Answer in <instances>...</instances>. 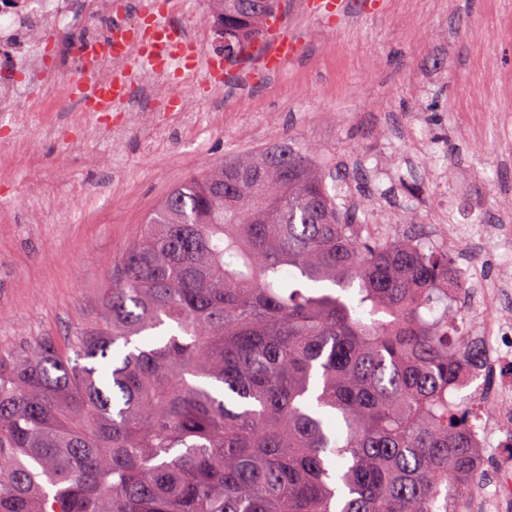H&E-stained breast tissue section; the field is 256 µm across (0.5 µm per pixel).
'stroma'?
I'll use <instances>...</instances> for the list:
<instances>
[{"instance_id": "obj_1", "label": "stroma", "mask_w": 512, "mask_h": 512, "mask_svg": "<svg viewBox=\"0 0 512 512\" xmlns=\"http://www.w3.org/2000/svg\"><path fill=\"white\" fill-rule=\"evenodd\" d=\"M279 14L301 44L286 71L222 58L210 39L223 73L243 77L234 95L213 97L202 69L131 126L76 99L49 125L38 108L20 126L0 114V348L67 346L173 189L286 140L322 151L371 235L468 224L448 247L458 271L476 243L477 274L512 281V0H343L330 20L281 0Z\"/></svg>"}]
</instances>
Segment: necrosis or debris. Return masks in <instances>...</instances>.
I'll list each match as a JSON object with an SVG mask.
<instances>
[{"instance_id":"1","label":"necrosis or debris","mask_w":512,"mask_h":512,"mask_svg":"<svg viewBox=\"0 0 512 512\" xmlns=\"http://www.w3.org/2000/svg\"><path fill=\"white\" fill-rule=\"evenodd\" d=\"M96 17L111 15L112 0H0V57L16 61L27 79L45 90L44 107L59 111L70 100L57 92L60 71L68 65L93 69L107 83L124 75L126 58L113 52L111 38L93 33L75 40L68 49H54L52 60L42 50L51 31L67 25L74 5ZM480 353V371L494 376L491 390L472 392L470 429L482 447H489L501 426L512 422V319L490 317L479 329L463 324ZM466 512H512V460L498 457L482 494L464 505Z\"/></svg>"}]
</instances>
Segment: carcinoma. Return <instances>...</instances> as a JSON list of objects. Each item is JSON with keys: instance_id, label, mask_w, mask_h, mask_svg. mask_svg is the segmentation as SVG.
Here are the masks:
<instances>
[{"instance_id": "carcinoma-1", "label": "carcinoma", "mask_w": 512, "mask_h": 512, "mask_svg": "<svg viewBox=\"0 0 512 512\" xmlns=\"http://www.w3.org/2000/svg\"><path fill=\"white\" fill-rule=\"evenodd\" d=\"M224 41L278 11L215 0ZM313 148L189 177L94 329L0 349V512H448L482 448L448 251L374 243Z\"/></svg>"}]
</instances>
